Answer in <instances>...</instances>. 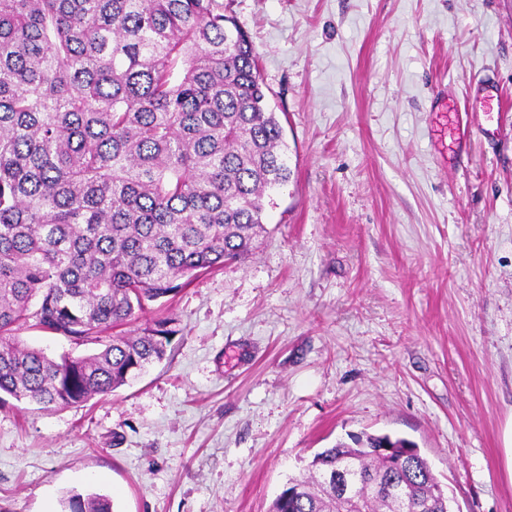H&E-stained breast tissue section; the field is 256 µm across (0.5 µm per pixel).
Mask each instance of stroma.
Returning a JSON list of instances; mask_svg holds the SVG:
<instances>
[{
	"label": "stroma",
	"instance_id": "35a3bbf8",
	"mask_svg": "<svg viewBox=\"0 0 512 512\" xmlns=\"http://www.w3.org/2000/svg\"><path fill=\"white\" fill-rule=\"evenodd\" d=\"M284 128L246 260L163 309L166 359L0 405V512H269L350 433L407 438L454 512H512V0H224ZM466 143L437 152V91ZM68 512H112V501L100 494L83 496L79 493L70 495L66 501Z\"/></svg>",
	"mask_w": 512,
	"mask_h": 512
}]
</instances>
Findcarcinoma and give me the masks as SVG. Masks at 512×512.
I'll list each match as a JSON object with an SVG mask.
<instances>
[{
  "label": "carcinoma",
  "mask_w": 512,
  "mask_h": 512,
  "mask_svg": "<svg viewBox=\"0 0 512 512\" xmlns=\"http://www.w3.org/2000/svg\"><path fill=\"white\" fill-rule=\"evenodd\" d=\"M286 150L223 0H0V394L65 409L163 361L180 328L152 304L253 254ZM22 326L95 350L51 358ZM384 440L413 446L338 442L271 512H448L426 459Z\"/></svg>",
  "instance_id": "1"
}]
</instances>
